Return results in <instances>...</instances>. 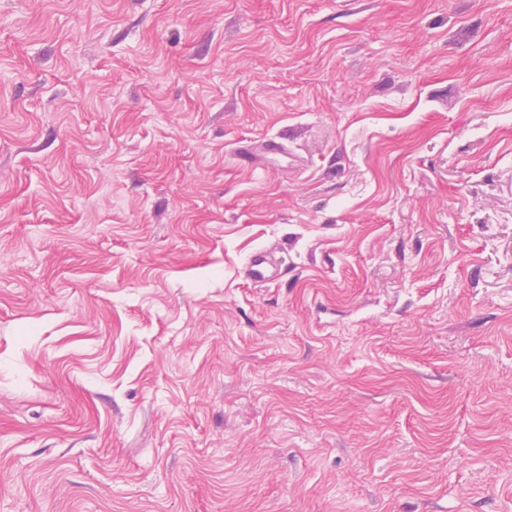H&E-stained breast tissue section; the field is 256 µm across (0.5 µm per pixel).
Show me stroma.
Segmentation results:
<instances>
[{
    "label": "stroma",
    "instance_id": "stroma-1",
    "mask_svg": "<svg viewBox=\"0 0 512 512\" xmlns=\"http://www.w3.org/2000/svg\"><path fill=\"white\" fill-rule=\"evenodd\" d=\"M0 512H512V0H0ZM285 267L280 257L262 248L249 255L244 272L250 281L267 284L278 280L285 273Z\"/></svg>",
    "mask_w": 512,
    "mask_h": 512
}]
</instances>
